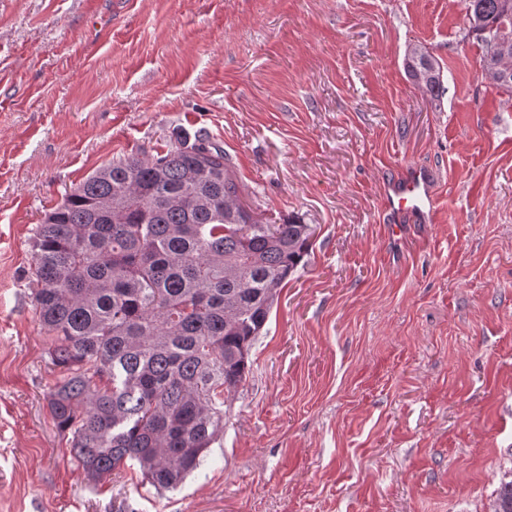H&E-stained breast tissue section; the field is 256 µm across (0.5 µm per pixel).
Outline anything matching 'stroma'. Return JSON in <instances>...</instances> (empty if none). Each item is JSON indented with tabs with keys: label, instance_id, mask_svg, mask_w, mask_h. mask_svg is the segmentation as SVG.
<instances>
[{
	"label": "stroma",
	"instance_id": "35a3bbf8",
	"mask_svg": "<svg viewBox=\"0 0 512 512\" xmlns=\"http://www.w3.org/2000/svg\"><path fill=\"white\" fill-rule=\"evenodd\" d=\"M467 29L464 0H0V512H489L512 471V94ZM184 134L310 249L198 469L95 484L48 406L31 237ZM414 168L437 211L396 240L383 184ZM406 65L414 80L422 84L431 95L438 97L443 92L440 71L427 51L421 48L412 49L407 56Z\"/></svg>",
	"mask_w": 512,
	"mask_h": 512
}]
</instances>
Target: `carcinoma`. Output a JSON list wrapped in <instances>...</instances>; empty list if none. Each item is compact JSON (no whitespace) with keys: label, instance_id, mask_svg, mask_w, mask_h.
I'll return each instance as SVG.
<instances>
[{"label":"carcinoma","instance_id":"cac0c4a2","mask_svg":"<svg viewBox=\"0 0 512 512\" xmlns=\"http://www.w3.org/2000/svg\"><path fill=\"white\" fill-rule=\"evenodd\" d=\"M464 2L484 78L512 92V64L493 44L512 32V0ZM406 65L439 96L427 51L412 49ZM311 235L244 207L224 148L203 135L101 167L45 214L32 295L50 362L65 370L49 407L87 479L132 462L143 483L175 489L198 469L224 427L221 395L246 378L276 290ZM491 512H512V479Z\"/></svg>","mask_w":512,"mask_h":512}]
</instances>
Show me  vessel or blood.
Returning a JSON list of instances; mask_svg holds the SVG:
<instances>
[{"label":"vessel or blood","instance_id":"vessel-or-blood-1","mask_svg":"<svg viewBox=\"0 0 512 512\" xmlns=\"http://www.w3.org/2000/svg\"><path fill=\"white\" fill-rule=\"evenodd\" d=\"M436 198L426 170L415 168L405 176L391 180L386 194V211L392 235H399L400 219L416 216L420 222L430 221L435 214Z\"/></svg>","mask_w":512,"mask_h":512}]
</instances>
